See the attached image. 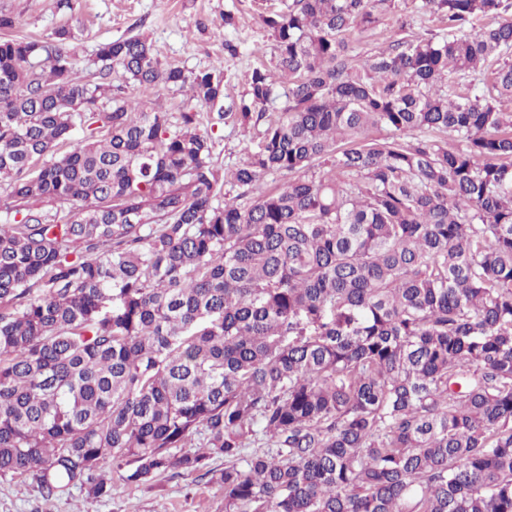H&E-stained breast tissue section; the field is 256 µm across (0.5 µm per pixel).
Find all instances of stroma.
Returning <instances> with one entry per match:
<instances>
[{
	"label": "stroma",
	"instance_id": "stroma-1",
	"mask_svg": "<svg viewBox=\"0 0 512 512\" xmlns=\"http://www.w3.org/2000/svg\"><path fill=\"white\" fill-rule=\"evenodd\" d=\"M288 0H0V13L15 20L8 36L43 40L61 28L70 33L81 75L99 71V45L130 35L141 28L165 64L188 72L224 67L226 101L243 97L250 74L273 61L272 42L261 17L283 9ZM236 24L225 28L224 15ZM410 31L438 30L436 16L417 13L414 0H399L397 12L385 15L367 31H352L347 42L353 52L366 56L382 51L399 35L402 20ZM240 46L237 57L224 54L225 40ZM0 512H224V490L211 478L165 475L150 486H129L113 480L110 496L90 499L72 486L53 498H43L35 484L16 476H0Z\"/></svg>",
	"mask_w": 512,
	"mask_h": 512
}]
</instances>
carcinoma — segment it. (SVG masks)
I'll return each instance as SVG.
<instances>
[{
    "instance_id": "1",
    "label": "carcinoma",
    "mask_w": 512,
    "mask_h": 512,
    "mask_svg": "<svg viewBox=\"0 0 512 512\" xmlns=\"http://www.w3.org/2000/svg\"><path fill=\"white\" fill-rule=\"evenodd\" d=\"M420 2L440 32L355 60L396 0H289L226 112L79 76L65 29L0 39V476L512 512V0ZM97 60L224 100L142 33ZM229 119L254 136L223 168ZM153 99L157 98L158 103L166 112H217L219 105L210 108L193 99L186 89L161 88L151 94Z\"/></svg>"
}]
</instances>
